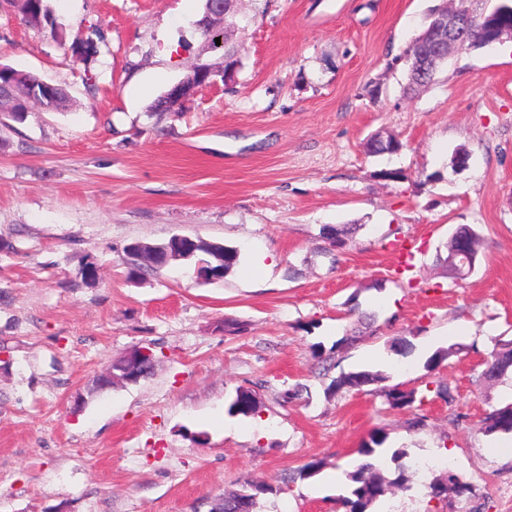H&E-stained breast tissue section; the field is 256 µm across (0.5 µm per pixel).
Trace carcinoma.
Returning a JSON list of instances; mask_svg holds the SVG:
<instances>
[{
    "label": "carcinoma",
    "mask_w": 512,
    "mask_h": 512,
    "mask_svg": "<svg viewBox=\"0 0 512 512\" xmlns=\"http://www.w3.org/2000/svg\"><path fill=\"white\" fill-rule=\"evenodd\" d=\"M22 17L30 24L47 28L51 36L56 39H63V28L60 27L46 5V0H10ZM72 55L88 62L100 53V46L90 36L76 38L70 46ZM13 72L5 70L0 73V85L9 87L15 96L12 111L4 110L0 113L16 120L27 110L28 97L33 90L42 88L45 82L32 74H26L25 80L16 82L12 78ZM204 254L206 258L201 260L203 267L209 270V277L221 278L238 261V251L232 247L220 244L201 242L195 248L193 257ZM512 368V341L495 343L493 350L487 354L486 362L483 364L479 377L490 380ZM389 376L382 371L359 370L342 374L333 382L337 389L349 388L360 390L364 386L377 385L381 396H383L392 410H404L414 407L416 401H424V398L417 397V391L404 390L401 385H389ZM427 385L434 386L435 394L448 405L456 402L454 389L447 380L436 377L427 382ZM259 410V400L255 392L240 388L228 405L227 412L233 416L250 417ZM478 429L486 434L498 432L512 433V404L500 407L480 419L477 423ZM387 440V434L382 429H376L369 434L367 440L363 441L357 453L366 458V461L359 464L355 470L347 474L348 495L340 498L339 504L343 512H369V509L376 503L384 500L394 493L396 489H408L413 484L422 486L425 496L431 500L444 501L448 494L462 498L473 496V486L464 481L451 469H444L432 479L419 475L416 465L403 462L406 451L398 448L393 451L392 458L396 462L393 472L385 475L372 460L376 449L382 447ZM279 492L276 487L264 483H247L246 488L228 495L216 497L211 512H257L260 500L271 494Z\"/></svg>",
    "instance_id": "1"
}]
</instances>
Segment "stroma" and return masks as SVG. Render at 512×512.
Listing matches in <instances>:
<instances>
[{"label": "stroma", "mask_w": 512, "mask_h": 512, "mask_svg": "<svg viewBox=\"0 0 512 512\" xmlns=\"http://www.w3.org/2000/svg\"><path fill=\"white\" fill-rule=\"evenodd\" d=\"M438 3L242 0L234 82L154 112L192 65L222 60L197 26L203 0H47L61 41L0 0V64L70 96L0 118V512H210L250 481L279 489L259 512H342L348 485L326 477L353 471L377 428L384 472L394 448L445 458L512 512V433L476 428L512 404V372L477 379L512 340V38L450 54L407 92L399 56ZM92 25L105 44L85 64L69 42ZM387 134L400 151L367 153ZM462 224L484 242L459 281L441 259ZM174 235L238 262L209 282L191 261L129 276L128 245ZM426 344L454 350L438 373L455 407L425 390ZM147 345L148 376L97 389ZM358 370L425 392L424 426L375 387L330 392ZM240 388L256 418L229 416Z\"/></svg>", "instance_id": "stroma-1"}]
</instances>
